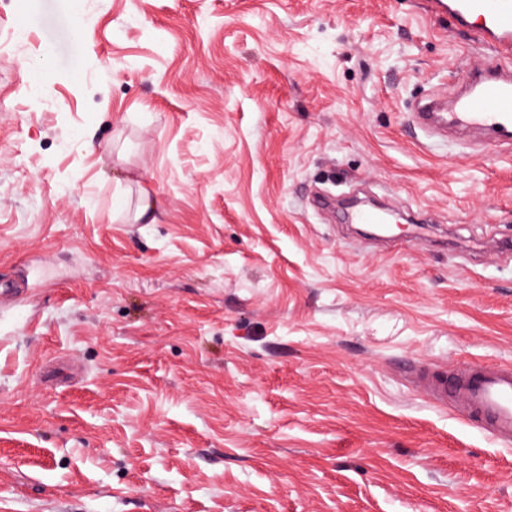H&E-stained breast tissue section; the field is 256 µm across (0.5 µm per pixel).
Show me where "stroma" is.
I'll return each instance as SVG.
<instances>
[{
    "mask_svg": "<svg viewBox=\"0 0 512 512\" xmlns=\"http://www.w3.org/2000/svg\"><path fill=\"white\" fill-rule=\"evenodd\" d=\"M427 5L0 0V512H512L414 382L512 363V141L408 120L498 58Z\"/></svg>",
    "mask_w": 512,
    "mask_h": 512,
    "instance_id": "obj_1",
    "label": "stroma"
}]
</instances>
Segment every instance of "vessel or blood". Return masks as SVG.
Listing matches in <instances>:
<instances>
[{
    "instance_id": "b4317fda",
    "label": "vessel or blood",
    "mask_w": 512,
    "mask_h": 512,
    "mask_svg": "<svg viewBox=\"0 0 512 512\" xmlns=\"http://www.w3.org/2000/svg\"><path fill=\"white\" fill-rule=\"evenodd\" d=\"M430 4L432 14L450 16L498 56L512 59V0H430ZM413 120L438 137L446 136L452 125L510 137L512 74L473 69L452 111L430 102L414 112ZM426 389L431 400L477 421L499 445H512V367L473 361L458 367L453 376L428 377Z\"/></svg>"
}]
</instances>
